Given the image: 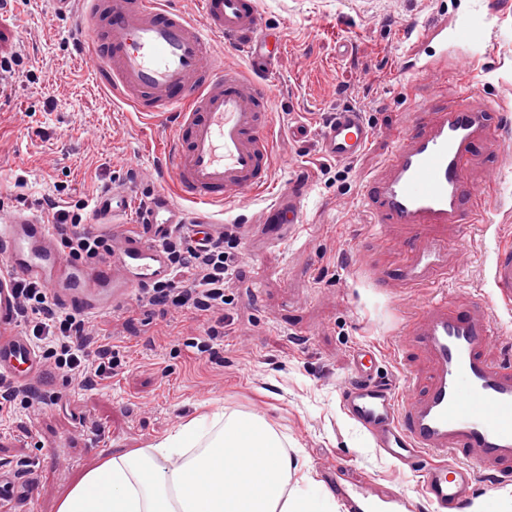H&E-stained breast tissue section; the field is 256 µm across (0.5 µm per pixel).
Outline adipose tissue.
<instances>
[{
    "mask_svg": "<svg viewBox=\"0 0 512 512\" xmlns=\"http://www.w3.org/2000/svg\"><path fill=\"white\" fill-rule=\"evenodd\" d=\"M332 496L256 416L191 421L75 479L58 512H332Z\"/></svg>",
    "mask_w": 512,
    "mask_h": 512,
    "instance_id": "ef3b65f1",
    "label": "adipose tissue"
}]
</instances>
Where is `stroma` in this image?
<instances>
[{
  "instance_id": "1",
  "label": "stroma",
  "mask_w": 512,
  "mask_h": 512,
  "mask_svg": "<svg viewBox=\"0 0 512 512\" xmlns=\"http://www.w3.org/2000/svg\"><path fill=\"white\" fill-rule=\"evenodd\" d=\"M473 0H377L358 10L346 0H261L285 52L274 63L273 171L277 186L306 192L303 221L271 236L262 202L234 210L245 263L227 290L226 326L215 350L199 352L212 324L187 310L131 301L100 313L120 366L89 388L58 394L60 372L44 375L40 398L0 425V466L25 473L32 491L0 512H57L72 480L113 451L145 448L203 415L252 412L299 450L325 489L372 484L384 497L405 496L409 512H432L422 475L382 456L347 418L339 390L350 354L374 346L381 375L398 380L395 317L413 295L354 281L358 263H394L368 233L360 198L364 176L395 146L404 117L397 63L408 34L439 12H467ZM499 22L473 74L489 100L512 115V0H483ZM69 21L47 0H9L0 10V46L23 37L11 97H0V211L81 210L108 186L138 181L169 187L164 146L170 127L140 118L113 97L68 35ZM356 106L374 130L355 160L323 155L313 130L331 112ZM512 243V171L501 176L484 224L467 235L450 296L489 291L495 246ZM344 471H337V464Z\"/></svg>"
}]
</instances>
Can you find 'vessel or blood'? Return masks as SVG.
Masks as SVG:
<instances>
[{"label": "vessel or blood", "instance_id": "1", "mask_svg": "<svg viewBox=\"0 0 512 512\" xmlns=\"http://www.w3.org/2000/svg\"><path fill=\"white\" fill-rule=\"evenodd\" d=\"M69 16V34L113 96L156 123L172 126L165 148L171 190L154 192L135 224L124 218L136 186L105 189L96 201V228L118 221L112 252L101 259H69L52 225L16 210L0 217V375L34 381L43 360L20 334L16 282L36 281L62 308L82 314L116 309L134 293L170 273L165 242L175 226L203 239L214 223L189 222L185 203L232 204L269 190L272 177V83L269 65L284 51L260 0H199L204 24H196L171 0H49ZM480 11L449 21L437 15L414 36L401 59L404 78L422 72L448 77V40L487 32ZM223 41L244 57L241 68L210 49ZM461 94L436 107L409 96L396 146L364 180L361 205L381 230L383 248L401 256L397 277L369 274L375 287L426 292L405 312L396 333L402 356L423 358L427 376L407 369L402 383L379 376L373 347L352 354L354 377L340 392L348 418L368 434L386 458L421 469L422 491L435 512H463L474 491L471 464L500 483L512 481V358L494 359L501 330L491 303L512 309V248L497 249L491 264L490 300L450 299L446 284L455 269L441 232L459 236L483 223L496 182H468L477 146L505 139L506 115L482 98L470 75L458 77ZM324 153L337 160L363 155L373 139L354 108L335 112L315 131ZM303 191L285 187L270 212L276 223L302 219ZM453 459L451 468L428 465ZM24 479L0 474V501L25 499ZM345 512H404L405 499H383L368 488L337 486Z\"/></svg>", "mask_w": 512, "mask_h": 512}]
</instances>
